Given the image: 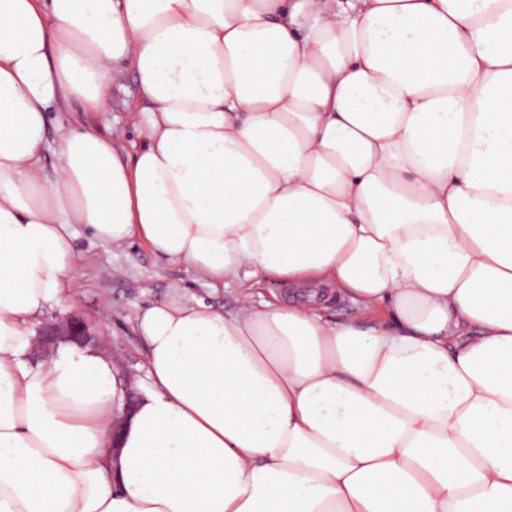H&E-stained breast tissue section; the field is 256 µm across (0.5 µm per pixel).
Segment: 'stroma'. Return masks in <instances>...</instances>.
Returning <instances> with one entry per match:
<instances>
[{"mask_svg": "<svg viewBox=\"0 0 512 512\" xmlns=\"http://www.w3.org/2000/svg\"><path fill=\"white\" fill-rule=\"evenodd\" d=\"M109 84L111 96L105 111L75 104L55 106L47 112L42 150L45 179H52L58 165L61 135L73 128H92L105 135L119 131V138L112 141L116 156L124 161L133 152L139 137L131 125L129 109L139 102L136 75L128 69L113 75ZM74 231L77 273L68 285L66 300L48 308L41 321L46 324L71 315L84 318L91 332L90 346L114 357L131 387H138L146 378V351L134 321L141 307L182 291L221 312L234 306V290L210 289L193 280L185 267L161 262L142 243L116 250L98 243L82 226H75Z\"/></svg>", "mask_w": 512, "mask_h": 512, "instance_id": "1", "label": "stroma"}]
</instances>
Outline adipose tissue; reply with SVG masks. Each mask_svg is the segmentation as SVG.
Listing matches in <instances>:
<instances>
[{
    "instance_id": "adipose-tissue-1",
    "label": "adipose tissue",
    "mask_w": 512,
    "mask_h": 512,
    "mask_svg": "<svg viewBox=\"0 0 512 512\" xmlns=\"http://www.w3.org/2000/svg\"><path fill=\"white\" fill-rule=\"evenodd\" d=\"M121 66L141 146L44 180ZM74 224L238 292L138 315L131 406L29 361ZM0 512H512V0H0Z\"/></svg>"
}]
</instances>
